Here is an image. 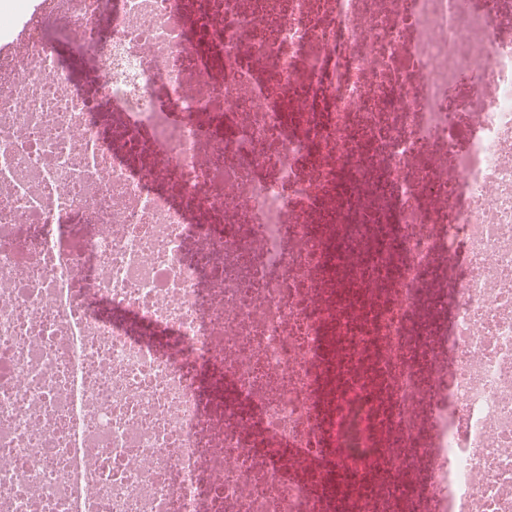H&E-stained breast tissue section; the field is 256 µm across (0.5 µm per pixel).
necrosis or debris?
<instances>
[{
    "label": "necrosis or debris",
    "mask_w": 512,
    "mask_h": 512,
    "mask_svg": "<svg viewBox=\"0 0 512 512\" xmlns=\"http://www.w3.org/2000/svg\"><path fill=\"white\" fill-rule=\"evenodd\" d=\"M356 3L0 0V512H328L221 386L307 447L322 325L350 327L332 236L385 238L363 281L400 266L369 310L395 358L339 415L377 378L385 428L423 395L440 426L339 465L397 499L421 456L448 512H512V0ZM354 161L367 191L318 209Z\"/></svg>",
    "instance_id": "4bbe7bcc"
}]
</instances>
